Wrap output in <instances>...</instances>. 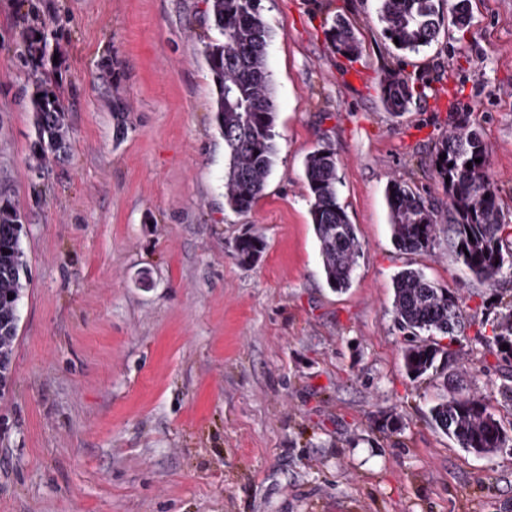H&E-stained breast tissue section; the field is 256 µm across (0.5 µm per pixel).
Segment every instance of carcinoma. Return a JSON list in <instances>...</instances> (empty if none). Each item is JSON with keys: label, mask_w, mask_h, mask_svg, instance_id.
<instances>
[{"label": "carcinoma", "mask_w": 512, "mask_h": 512, "mask_svg": "<svg viewBox=\"0 0 512 512\" xmlns=\"http://www.w3.org/2000/svg\"><path fill=\"white\" fill-rule=\"evenodd\" d=\"M259 0H206L207 14L222 39L205 44L204 60L217 88L215 121L224 139L228 166L224 174V207L245 213L264 191L276 160L274 90L267 69L271 31L258 9ZM439 0H379V19L389 41L400 51H417L434 42L444 23ZM470 0H454L452 22L470 23ZM331 46L354 56L360 42L353 25L338 17L327 32ZM20 56L43 68L62 55L57 34L44 26L30 25L21 33ZM415 85L401 72L389 70L382 80L381 102L393 114L407 110ZM35 140L29 166L43 169L69 149L67 108L61 96L34 81L30 96ZM434 160L439 181L448 191L453 247L456 259L479 279L494 282L507 268L512 271V231L502 221L500 196L486 162L488 146L480 133L458 124L442 141ZM481 162H475V159ZM472 168H467V163ZM322 270L335 289L350 286L361 252L355 227L338 201L337 160L322 147L304 162ZM387 203L394 241L408 253L429 251L437 236L434 209L401 182L387 187ZM22 213L7 199H0V395L11 381L13 343L17 337L20 302L26 288L27 263L22 247ZM264 239L245 233L238 237L234 254L242 265L265 251ZM394 312L399 329L407 332L404 365L414 378L448 365L453 352L434 340L446 336L454 342L465 335L468 319L454 296L434 286L413 269L394 280ZM492 335L481 340L497 347L505 360L512 359V304L492 321ZM508 345L505 350L502 345ZM434 426L468 452L480 448H511L512 437L479 398L452 391L430 409Z\"/></svg>", "instance_id": "obj_1"}]
</instances>
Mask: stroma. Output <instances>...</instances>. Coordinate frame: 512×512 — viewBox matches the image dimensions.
<instances>
[{
	"instance_id": "1",
	"label": "stroma",
	"mask_w": 512,
	"mask_h": 512,
	"mask_svg": "<svg viewBox=\"0 0 512 512\" xmlns=\"http://www.w3.org/2000/svg\"><path fill=\"white\" fill-rule=\"evenodd\" d=\"M271 29L277 160L250 212L224 207L218 39L205 0H0V197L26 216V289L0 398V512H512V449L466 452L429 420L445 370L411 378L393 279L421 270L471 325L450 347L466 387L512 434V363L481 342L512 275L475 278L448 241L433 166L467 115L512 225V0H471L431 45L396 50L378 0H260ZM345 17L357 56L325 32ZM58 32L47 71L70 148L35 172L31 67L16 36ZM395 69L424 87L386 112ZM330 146L362 244L350 288L325 281L304 179ZM440 225L425 254L394 244L386 189ZM266 249L241 265L245 230Z\"/></svg>"
}]
</instances>
